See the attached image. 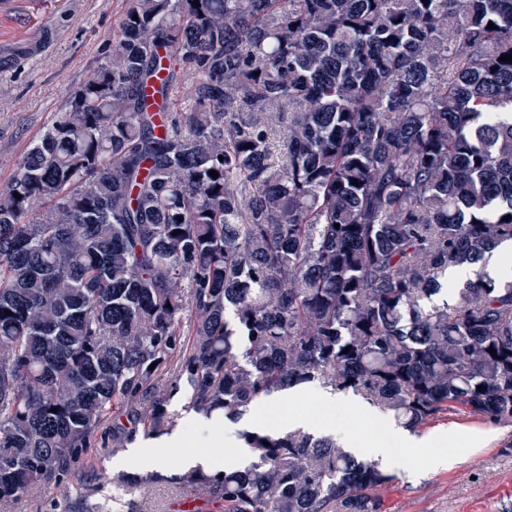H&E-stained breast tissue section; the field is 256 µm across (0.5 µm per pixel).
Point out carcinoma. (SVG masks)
<instances>
[{
  "label": "carcinoma",
  "instance_id": "1",
  "mask_svg": "<svg viewBox=\"0 0 512 512\" xmlns=\"http://www.w3.org/2000/svg\"><path fill=\"white\" fill-rule=\"evenodd\" d=\"M199 3L130 0L0 189V500L179 395L512 425V280L430 303L512 242V0ZM240 438L249 468L191 477L222 512H380L393 480L332 437Z\"/></svg>",
  "mask_w": 512,
  "mask_h": 512
}]
</instances>
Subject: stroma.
<instances>
[{"label": "stroma", "instance_id": "35a3bbf8", "mask_svg": "<svg viewBox=\"0 0 512 512\" xmlns=\"http://www.w3.org/2000/svg\"><path fill=\"white\" fill-rule=\"evenodd\" d=\"M128 0H8L0 6V186L14 177L18 162L63 108L67 91L80 87L111 54L115 31ZM49 19L54 37L28 52ZM337 397L327 405L309 400L304 407L337 429L383 435L376 408L360 415ZM455 432L449 452L459 462L434 471L424 448L407 449L417 472L393 474L382 492V512H512V426L448 410L420 425L417 435ZM183 448L159 443L154 456L127 458L114 465L112 422L104 420L90 448L60 485H36L24 495L0 502V512H168L169 502L192 493L179 484ZM123 476V494L112 497V479Z\"/></svg>", "mask_w": 512, "mask_h": 512}]
</instances>
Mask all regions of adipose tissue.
Returning <instances> with one entry per match:
<instances>
[{
	"instance_id": "obj_1",
	"label": "adipose tissue",
	"mask_w": 512,
	"mask_h": 512,
	"mask_svg": "<svg viewBox=\"0 0 512 512\" xmlns=\"http://www.w3.org/2000/svg\"><path fill=\"white\" fill-rule=\"evenodd\" d=\"M264 409V404H257L249 413L231 424L216 416H190L189 431H178L170 437L171 442L175 444L185 443L188 434L191 433L197 437L198 449L184 456V468L198 467L213 473L230 468L245 469L250 463L249 454L240 448L237 433L243 429L255 430L263 427ZM342 440L356 456L378 462L381 469L404 471L408 468L405 456L396 453L395 447L399 444L410 445L412 437L409 429L398 428L391 431L390 438L386 441L371 435L361 438L349 433L343 435Z\"/></svg>"
}]
</instances>
